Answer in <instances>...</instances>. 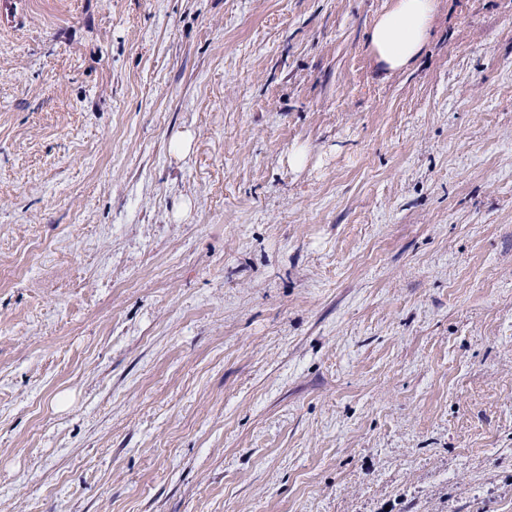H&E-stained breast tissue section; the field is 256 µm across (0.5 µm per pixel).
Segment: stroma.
Instances as JSON below:
<instances>
[{
  "label": "stroma",
  "instance_id": "obj_1",
  "mask_svg": "<svg viewBox=\"0 0 512 512\" xmlns=\"http://www.w3.org/2000/svg\"><path fill=\"white\" fill-rule=\"evenodd\" d=\"M392 4L0 0V512H512V0ZM435 0H394L370 30V45L378 63L398 71L421 51L429 34Z\"/></svg>",
  "mask_w": 512,
  "mask_h": 512
}]
</instances>
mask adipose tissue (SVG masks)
<instances>
[{"label": "adipose tissue", "mask_w": 512, "mask_h": 512, "mask_svg": "<svg viewBox=\"0 0 512 512\" xmlns=\"http://www.w3.org/2000/svg\"><path fill=\"white\" fill-rule=\"evenodd\" d=\"M434 0H394L370 30V45L378 63L398 71L421 51L429 34Z\"/></svg>", "instance_id": "1"}]
</instances>
